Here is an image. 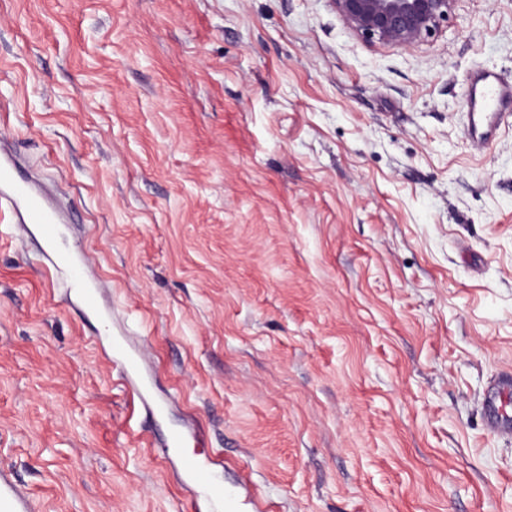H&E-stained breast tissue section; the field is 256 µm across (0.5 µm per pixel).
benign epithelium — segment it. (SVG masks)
<instances>
[{
    "label": "benign epithelium",
    "instance_id": "7a95c632",
    "mask_svg": "<svg viewBox=\"0 0 512 512\" xmlns=\"http://www.w3.org/2000/svg\"><path fill=\"white\" fill-rule=\"evenodd\" d=\"M343 24L370 44L410 49L438 36L457 0H329Z\"/></svg>",
    "mask_w": 512,
    "mask_h": 512
}]
</instances>
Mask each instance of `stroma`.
I'll return each mask as SVG.
<instances>
[{"mask_svg":"<svg viewBox=\"0 0 512 512\" xmlns=\"http://www.w3.org/2000/svg\"><path fill=\"white\" fill-rule=\"evenodd\" d=\"M512 0L405 50L329 0H0V149L68 217L111 335L0 221V464L44 512H512ZM125 335L162 416L108 350ZM250 487L238 484L241 471ZM512 99V88L502 84L492 71L479 73L472 81L470 109L471 134L479 142L485 141L495 120L502 114L500 106ZM512 394V378L500 377L490 387V391L485 397L484 407L488 412V426L495 432H508L509 421L500 414L499 403L502 398ZM183 470L186 475H188L193 481H198L201 475L210 467V466H222L223 459L220 455L212 454L208 461L202 463L197 459L191 456H179Z\"/></svg>","mask_w":512,"mask_h":512,"instance_id":"35a3bbf8","label":"stroma"}]
</instances>
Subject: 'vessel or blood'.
I'll return each instance as SVG.
<instances>
[{
    "label": "vessel or blood",
    "instance_id": "b4317fda",
    "mask_svg": "<svg viewBox=\"0 0 512 512\" xmlns=\"http://www.w3.org/2000/svg\"><path fill=\"white\" fill-rule=\"evenodd\" d=\"M512 100V88L502 84L494 72L479 73L472 81L470 109L471 134L477 141H485L492 126L500 116V107ZM10 216L19 223L37 227L44 243L55 244L62 219L56 209L48 205L29 179L18 173L12 156L0 153V217ZM58 264L70 271L71 287L76 298L90 309H99L97 282L85 265L77 258L76 251L56 248ZM512 394V378H498L485 397L488 426L496 432L505 431L512 423L500 413L503 397ZM0 512H42V505L35 494L15 476L14 471L0 466Z\"/></svg>",
    "mask_w": 512,
    "mask_h": 512
}]
</instances>
